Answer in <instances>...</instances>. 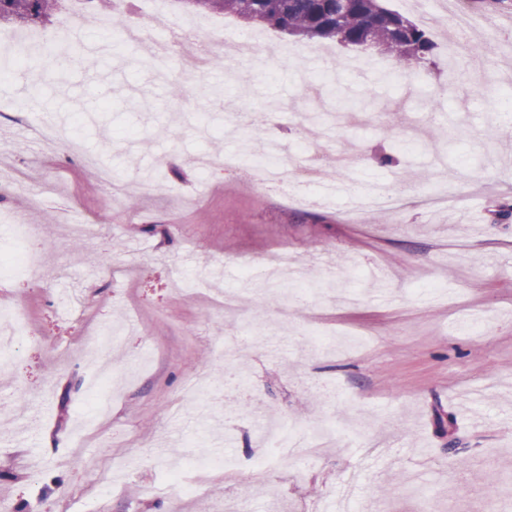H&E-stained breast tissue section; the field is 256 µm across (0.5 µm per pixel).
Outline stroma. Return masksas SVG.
Wrapping results in <instances>:
<instances>
[{"label":"stroma","mask_w":512,"mask_h":512,"mask_svg":"<svg viewBox=\"0 0 512 512\" xmlns=\"http://www.w3.org/2000/svg\"><path fill=\"white\" fill-rule=\"evenodd\" d=\"M425 27L434 50L407 93L384 54L275 33L263 52L185 73L117 47L84 14L83 67L29 61L42 105L63 128L43 151L27 83L0 71V171L24 168L39 199L0 193V254L24 244L23 271H0V314L21 316L0 352V512H512V0H457L467 42L500 39L462 71L440 0H380ZM370 98L347 112L339 97ZM275 108L239 126L232 106ZM356 156L331 186L366 192L403 181L415 195L461 191L448 206L410 205L346 220L348 202L296 205L263 189L250 162L269 141ZM396 165L372 160L380 149ZM145 183L112 200L81 159ZM200 153L242 161L201 175ZM86 225L73 237L61 211ZM85 259L73 265V249ZM287 251L299 275L244 280L243 266ZM229 292L234 309L215 303ZM109 348L107 415L88 390ZM253 403L290 427L336 438L284 457L260 446ZM204 451L265 458L266 468L189 469L196 492L161 493L166 470ZM111 475L103 484V475Z\"/></svg>","instance_id":"1"}]
</instances>
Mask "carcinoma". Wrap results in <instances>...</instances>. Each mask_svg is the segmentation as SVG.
I'll list each match as a JSON object with an SVG mask.
<instances>
[{"label":"carcinoma","instance_id":"cac0c4a2","mask_svg":"<svg viewBox=\"0 0 512 512\" xmlns=\"http://www.w3.org/2000/svg\"><path fill=\"white\" fill-rule=\"evenodd\" d=\"M62 0H0V24L28 28L55 15ZM195 12H217L268 25L293 36L334 40L375 48L395 61V69L411 78L421 69L433 44L426 32L378 0H180Z\"/></svg>","mask_w":512,"mask_h":512}]
</instances>
